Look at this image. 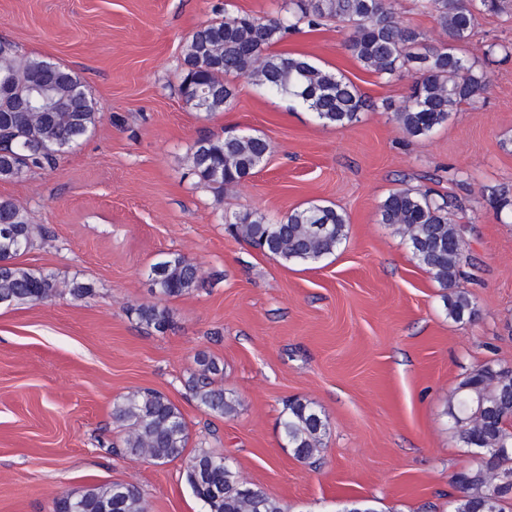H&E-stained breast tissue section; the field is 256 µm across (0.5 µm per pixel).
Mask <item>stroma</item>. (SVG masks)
<instances>
[{"instance_id": "35a3bbf8", "label": "stroma", "mask_w": 512, "mask_h": 512, "mask_svg": "<svg viewBox=\"0 0 512 512\" xmlns=\"http://www.w3.org/2000/svg\"><path fill=\"white\" fill-rule=\"evenodd\" d=\"M228 2L263 21L284 13V0H0V38L74 70L102 106L93 132L55 164L0 182L34 224L19 266L58 284L46 304L0 306V512H53L57 498L112 482L136 485L148 512H206L184 460L155 465L125 447L113 408L140 388L182 412L187 454L230 456L286 512H341L356 499L378 512H450L454 475L476 463L446 410L482 364L512 368V212L492 204L512 195V58L488 66L479 99L413 138L392 112L411 79L363 69L345 48L349 27L328 21L281 50L343 74L374 110L326 126L239 78L233 105L206 118L179 93L182 45ZM492 42L512 46V0L478 14L462 51L480 62ZM227 131L261 134L272 152L218 197L188 157L198 138ZM398 188L462 200L448 219L468 226L474 266L458 286L472 319L448 317L443 289L380 223ZM312 201L349 221L336 253L313 265L282 264L224 230L246 208L276 222ZM170 254L193 258L200 282L167 301L160 333L132 309L152 301L149 267ZM75 280L93 294L71 296ZM201 351L224 367L234 418L207 413L186 387ZM291 397L329 423L306 462L282 446Z\"/></svg>"}]
</instances>
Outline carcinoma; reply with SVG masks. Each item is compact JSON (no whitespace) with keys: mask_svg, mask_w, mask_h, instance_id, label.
I'll use <instances>...</instances> for the list:
<instances>
[{"mask_svg":"<svg viewBox=\"0 0 512 512\" xmlns=\"http://www.w3.org/2000/svg\"><path fill=\"white\" fill-rule=\"evenodd\" d=\"M501 0H418L447 36L438 46L422 43V33L399 24L391 0H290L288 16L266 22L247 14L224 12L195 30L183 44L180 94L185 105L206 117L229 108L236 96L233 79L283 95L311 111L324 125L346 127L369 104L342 74L327 70L302 54L281 53L272 47L302 27L314 29L335 19L352 30L345 47L360 65L389 82L413 78L406 102L394 110L397 122L411 137H423L448 122L450 114L473 103L486 90V72L462 53L473 32L476 10H497ZM50 67V61L17 52H0V81L16 88ZM53 87L39 96L38 111L12 112L0 97V128L11 149L0 153V180H19L34 168L54 164L59 153L91 132L100 106L80 77L55 65ZM270 142L257 134L227 133L199 138L191 148V171L199 183L217 195L255 173L271 153ZM462 210L452 195L396 189L379 206L380 223L391 224L407 242L418 267L444 289L448 317L462 321L474 315L470 294L457 287L466 276V243L460 225L448 221L450 211ZM234 238L285 263L312 264L333 255L347 238L346 215L334 205L310 203L295 208L279 222L246 208L224 217ZM33 244L28 210L15 200L0 198V305L41 304L58 293L56 280L17 265V257ZM151 291L156 301L133 309L137 319L163 333L170 325L163 302L197 287L196 264L172 254L151 265ZM199 371L187 388L206 411L222 418L237 414L239 401L227 394L218 379L224 367L205 352L196 355ZM448 422L456 442L475 452L509 449L493 456L494 465L509 483L493 491L488 468L478 462L454 476L459 495L453 512H505L512 494V369L488 362L470 373L448 400ZM127 429L126 448L161 463L183 456L188 424L163 394L138 390L113 409ZM328 422L312 403L292 399L282 412L281 433L298 460L319 452ZM186 480L207 512H286L279 500L262 488H243L235 466L222 455L200 451L188 460ZM138 489L128 483L94 485L77 496L55 501L54 512H143Z\"/></svg>","mask_w":512,"mask_h":512,"instance_id":"obj_1","label":"carcinoma"}]
</instances>
